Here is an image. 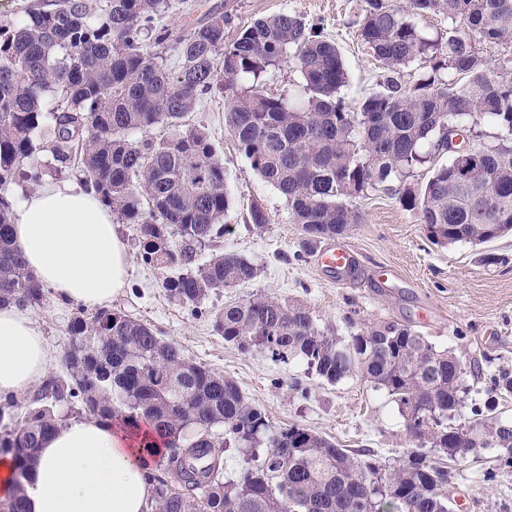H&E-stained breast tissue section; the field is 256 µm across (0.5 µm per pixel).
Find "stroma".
Instances as JSON below:
<instances>
[{"mask_svg":"<svg viewBox=\"0 0 512 512\" xmlns=\"http://www.w3.org/2000/svg\"><path fill=\"white\" fill-rule=\"evenodd\" d=\"M223 1L237 27L281 12L316 27L344 61L347 103L377 90L384 71L358 36L365 0H172L161 22L177 31L190 28ZM225 109L224 94L218 91L185 119L187 127L210 134L231 196L223 238L202 248L199 258L207 260L214 251L244 255L258 265L257 278L213 292L197 310L174 302L163 291L158 273L140 264L135 225L123 224L119 232L130 256L128 282L111 309L148 324L194 361L234 380L274 427L298 424L342 447L371 450L390 463L404 458L414 443L384 391L357 377L330 385L303 361L243 353L213 331L210 311L262 296L303 305L321 329L346 339L373 322L411 326L437 348L476 365L478 377L470 383L467 404L483 406L491 396L492 379L512 375V236L477 247L433 244L418 214L399 201L404 186L426 182L429 172L421 168L406 183L354 199L361 222L336 242L355 255L357 274L351 281L337 282L317 267L315 255L300 256L301 234L290 221L287 202L239 150L224 126ZM256 205L269 218L261 228L250 221ZM75 310V304L51 295L30 310L53 350L50 371L57 375L66 372L63 357ZM497 454V449L484 448L449 463L452 512H512V468L497 470L494 480L484 478Z\"/></svg>","mask_w":512,"mask_h":512,"instance_id":"stroma-1","label":"stroma"}]
</instances>
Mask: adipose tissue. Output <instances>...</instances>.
<instances>
[{"instance_id": "adipose-tissue-1", "label": "adipose tissue", "mask_w": 512, "mask_h": 512, "mask_svg": "<svg viewBox=\"0 0 512 512\" xmlns=\"http://www.w3.org/2000/svg\"><path fill=\"white\" fill-rule=\"evenodd\" d=\"M14 246L26 267L57 297L89 308L110 303L125 286L129 254L115 217L93 192L45 184L16 212ZM52 350L26 309L0 307V400L35 388L48 374ZM160 442L134 441L94 420L52 433L28 471L26 512H149Z\"/></svg>"}]
</instances>
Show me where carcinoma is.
Masks as SVG:
<instances>
[{"instance_id":"carcinoma-1","label":"carcinoma","mask_w":512,"mask_h":512,"mask_svg":"<svg viewBox=\"0 0 512 512\" xmlns=\"http://www.w3.org/2000/svg\"><path fill=\"white\" fill-rule=\"evenodd\" d=\"M171 0H35L24 19L0 23V188L43 173L21 165L37 151L56 170L80 169L126 224L138 225V259L163 276L169 299L199 305L216 290L254 280L236 253L198 263L224 237L230 206L224 165L208 135L181 120L224 91L225 125L251 167L285 198L301 232L300 254L360 223L349 199L427 166L426 184L402 192L432 241L484 245L512 233V77L492 79L470 39L428 38L412 17L466 21L485 45L512 44V0H366L361 41L385 71L380 90L352 108L340 96L347 72L338 49L296 16L259 19L234 35L215 6L187 32L157 25ZM178 59L169 70L167 54ZM293 57L303 83L279 95L261 79ZM419 61L411 85L398 78ZM490 117L496 143L477 148L468 178L448 154V128ZM173 132L146 136L157 126ZM148 208H143V205ZM13 212L0 196V305L39 306L44 286L12 243ZM215 333L244 352L300 359L329 384L359 376L396 403L415 442L394 464L338 448L291 424L275 429L231 379L193 361L145 323L112 309L70 324L67 375H48L22 417L0 412V450L14 451L21 477L41 441L72 418L131 429L144 423L164 441L160 466L179 485L149 475L151 512H450L447 462L501 448L512 467V424L485 410L463 414L466 378L454 353L393 322L364 325L349 340L325 333L302 305L256 297L209 312ZM242 458L224 475L217 449Z\"/></svg>"}]
</instances>
